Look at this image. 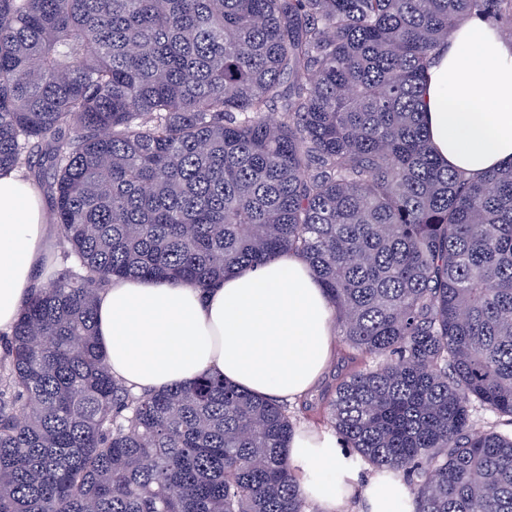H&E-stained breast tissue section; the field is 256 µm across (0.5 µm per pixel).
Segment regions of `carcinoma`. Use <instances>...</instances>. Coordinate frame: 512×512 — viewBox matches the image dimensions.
Here are the masks:
<instances>
[{"label":"carcinoma","mask_w":512,"mask_h":512,"mask_svg":"<svg viewBox=\"0 0 512 512\" xmlns=\"http://www.w3.org/2000/svg\"><path fill=\"white\" fill-rule=\"evenodd\" d=\"M512 0H0V173L47 183L66 267L0 352V512H308L279 400L218 374L138 394L111 279L204 290L308 263L360 369L327 424L411 512H512V162L440 164L420 96Z\"/></svg>","instance_id":"cac0c4a2"}]
</instances>
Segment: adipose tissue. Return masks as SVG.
I'll use <instances>...</instances> for the list:
<instances>
[{
	"label": "adipose tissue",
	"mask_w": 512,
	"mask_h": 512,
	"mask_svg": "<svg viewBox=\"0 0 512 512\" xmlns=\"http://www.w3.org/2000/svg\"><path fill=\"white\" fill-rule=\"evenodd\" d=\"M421 108L430 146L449 169L478 178L512 161V42L489 18L464 17L427 71ZM49 229L37 190L0 176V335L10 336L39 273ZM112 374L133 391L162 390L213 372L264 397L295 398L324 370L334 345L330 303L308 264L279 257L207 290L115 279L96 303ZM288 460L306 498L335 512L361 493L362 512H406L402 492L370 483L341 439L299 432Z\"/></svg>",
	"instance_id": "adipose-tissue-1"
}]
</instances>
